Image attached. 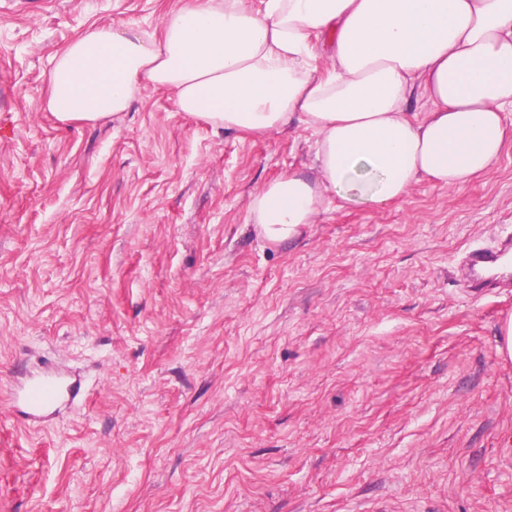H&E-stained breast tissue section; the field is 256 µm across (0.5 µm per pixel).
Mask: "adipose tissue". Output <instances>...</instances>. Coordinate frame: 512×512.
<instances>
[{
  "label": "adipose tissue",
  "mask_w": 512,
  "mask_h": 512,
  "mask_svg": "<svg viewBox=\"0 0 512 512\" xmlns=\"http://www.w3.org/2000/svg\"><path fill=\"white\" fill-rule=\"evenodd\" d=\"M46 83L65 124L105 121L150 84L216 129L313 131L316 176L250 197L256 232L280 246L330 198L382 209L420 180L455 187L490 170L512 139V0H179L158 36L86 29ZM418 94L428 112L410 111Z\"/></svg>",
  "instance_id": "adipose-tissue-1"
}]
</instances>
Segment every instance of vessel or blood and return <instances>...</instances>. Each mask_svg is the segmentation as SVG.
<instances>
[{
    "mask_svg": "<svg viewBox=\"0 0 512 512\" xmlns=\"http://www.w3.org/2000/svg\"><path fill=\"white\" fill-rule=\"evenodd\" d=\"M479 296L512 286V238L504 237L490 248L469 250L463 257ZM81 390L78 383L68 381L50 372L29 374L11 391L7 400L11 406H23L27 420L44 418L59 404L75 399Z\"/></svg>",
    "mask_w": 512,
    "mask_h": 512,
    "instance_id": "b4317fda",
    "label": "vessel or blood"
}]
</instances>
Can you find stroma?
Segmentation results:
<instances>
[{
	"instance_id": "stroma-1",
	"label": "stroma",
	"mask_w": 512,
	"mask_h": 512,
	"mask_svg": "<svg viewBox=\"0 0 512 512\" xmlns=\"http://www.w3.org/2000/svg\"><path fill=\"white\" fill-rule=\"evenodd\" d=\"M175 0H0V396L79 377L42 422L0 406V512H512V291L462 252L512 233V146L384 209L331 200L285 246L248 200L315 171L142 86L89 125L48 112L90 25L161 33Z\"/></svg>"
}]
</instances>
